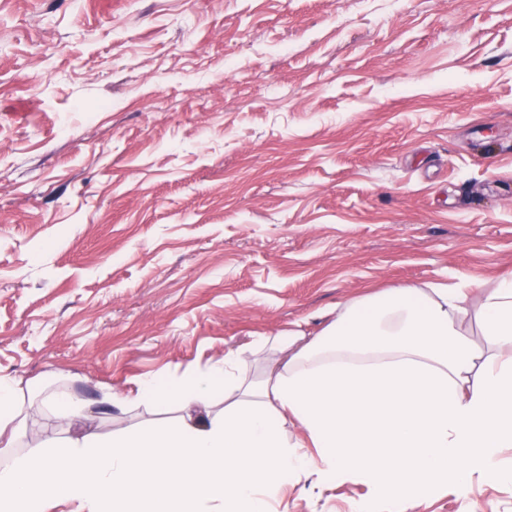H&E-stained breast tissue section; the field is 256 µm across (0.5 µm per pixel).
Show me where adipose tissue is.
<instances>
[{
    "label": "adipose tissue",
    "mask_w": 512,
    "mask_h": 512,
    "mask_svg": "<svg viewBox=\"0 0 512 512\" xmlns=\"http://www.w3.org/2000/svg\"><path fill=\"white\" fill-rule=\"evenodd\" d=\"M134 400L154 411L134 429L1 461L0 512H270L303 477L366 487L353 512H418L512 485V279L345 300L317 336L259 337Z\"/></svg>",
    "instance_id": "ef3b65f1"
}]
</instances>
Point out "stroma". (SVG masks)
<instances>
[{
  "label": "stroma",
  "instance_id": "obj_1",
  "mask_svg": "<svg viewBox=\"0 0 512 512\" xmlns=\"http://www.w3.org/2000/svg\"><path fill=\"white\" fill-rule=\"evenodd\" d=\"M512 279V0H0V375L26 452L338 302ZM63 382L88 419L42 409ZM288 486L273 512H349ZM424 512H512V486Z\"/></svg>",
  "mask_w": 512,
  "mask_h": 512
}]
</instances>
